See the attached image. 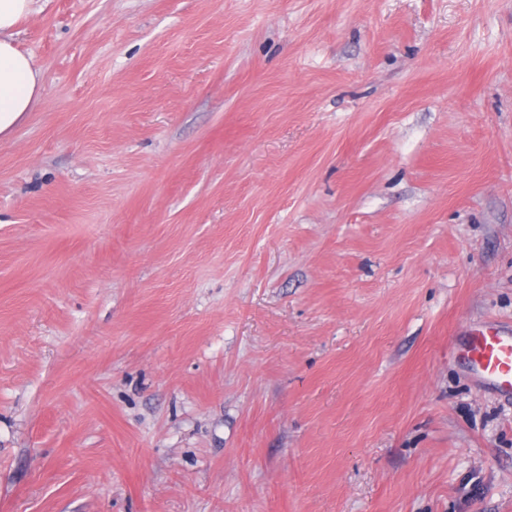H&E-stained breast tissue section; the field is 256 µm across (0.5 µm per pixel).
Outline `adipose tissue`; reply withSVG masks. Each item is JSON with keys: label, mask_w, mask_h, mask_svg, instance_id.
<instances>
[{"label": "adipose tissue", "mask_w": 512, "mask_h": 512, "mask_svg": "<svg viewBox=\"0 0 512 512\" xmlns=\"http://www.w3.org/2000/svg\"><path fill=\"white\" fill-rule=\"evenodd\" d=\"M36 10L37 0H0V137L9 136L41 96V71L17 43L20 24Z\"/></svg>", "instance_id": "1"}]
</instances>
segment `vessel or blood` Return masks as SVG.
I'll return each instance as SVG.
<instances>
[{
    "label": "vessel or blood",
    "instance_id": "vessel-or-blood-1",
    "mask_svg": "<svg viewBox=\"0 0 512 512\" xmlns=\"http://www.w3.org/2000/svg\"><path fill=\"white\" fill-rule=\"evenodd\" d=\"M465 359L480 383L499 396L512 397V327H470Z\"/></svg>",
    "mask_w": 512,
    "mask_h": 512
}]
</instances>
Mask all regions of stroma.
<instances>
[{
	"label": "stroma",
	"instance_id": "stroma-1",
	"mask_svg": "<svg viewBox=\"0 0 512 512\" xmlns=\"http://www.w3.org/2000/svg\"><path fill=\"white\" fill-rule=\"evenodd\" d=\"M40 6L0 512H512V0ZM464 352L480 383L501 397H512V326H470Z\"/></svg>",
	"mask_w": 512,
	"mask_h": 512
}]
</instances>
